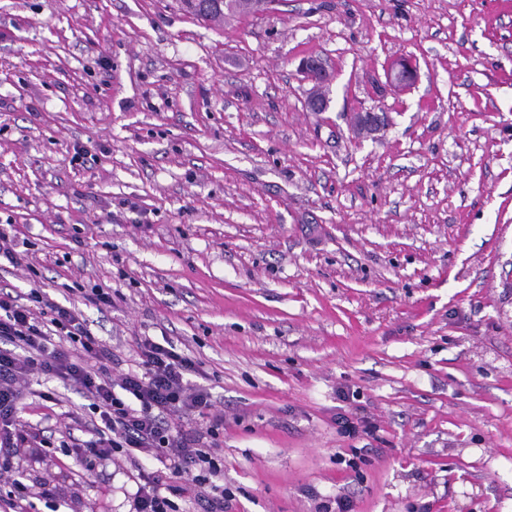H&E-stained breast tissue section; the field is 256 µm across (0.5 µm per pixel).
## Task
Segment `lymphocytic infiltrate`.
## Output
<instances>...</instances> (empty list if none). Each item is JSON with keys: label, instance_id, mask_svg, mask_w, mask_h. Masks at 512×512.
Returning a JSON list of instances; mask_svg holds the SVG:
<instances>
[{"label": "lymphocytic infiltrate", "instance_id": "f902f5d3", "mask_svg": "<svg viewBox=\"0 0 512 512\" xmlns=\"http://www.w3.org/2000/svg\"><path fill=\"white\" fill-rule=\"evenodd\" d=\"M82 304L65 305L33 288L27 295L0 290V483L7 485L8 512H31L34 501L55 502L56 486H30L16 479L13 460L21 450L46 444L42 429L21 422L28 393L25 379L37 373L73 387L88 398L95 412L84 418L73 412L65 426L68 455L80 460L124 453L133 465L159 462L147 473L134 499V512H177L181 483L192 475L194 500L203 512H224L218 430L208 435L173 429L172 416L193 418L211 406L206 389L192 384L195 360L172 342L150 336L135 339L138 368L113 378V354L90 329L83 305L103 310L112 297L103 289L83 293Z\"/></svg>", "mask_w": 512, "mask_h": 512}]
</instances>
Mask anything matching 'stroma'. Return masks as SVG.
Instances as JSON below:
<instances>
[{
    "label": "stroma",
    "instance_id": "obj_1",
    "mask_svg": "<svg viewBox=\"0 0 512 512\" xmlns=\"http://www.w3.org/2000/svg\"><path fill=\"white\" fill-rule=\"evenodd\" d=\"M0 230L31 262L0 289L111 293L84 315L113 376L144 335L199 363L224 512H512V0H0ZM27 385L62 402L25 421L91 414ZM14 467L60 512H133L123 454ZM184 2L185 0L181 1L185 11L193 17L202 20L223 21L224 10H227L226 14H252L251 5L247 0L208 1V7L200 10H197L196 7H188ZM301 70L307 80L316 83L329 85L331 82V74L326 64L317 57H308L301 63ZM390 80L402 89L411 88L417 81V66L411 60L402 59L389 74Z\"/></svg>",
    "mask_w": 512,
    "mask_h": 512
}]
</instances>
